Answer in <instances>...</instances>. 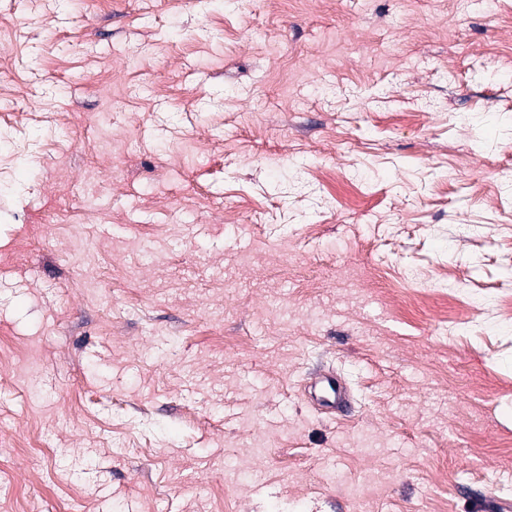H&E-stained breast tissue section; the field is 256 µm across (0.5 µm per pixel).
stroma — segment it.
Returning <instances> with one entry per match:
<instances>
[{
  "label": "stroma",
  "mask_w": 512,
  "mask_h": 512,
  "mask_svg": "<svg viewBox=\"0 0 512 512\" xmlns=\"http://www.w3.org/2000/svg\"><path fill=\"white\" fill-rule=\"evenodd\" d=\"M449 275L512 290V0H0V512H512ZM310 398L329 413L342 412L347 403V388L335 374H323L308 387Z\"/></svg>",
  "instance_id": "obj_1"
}]
</instances>
